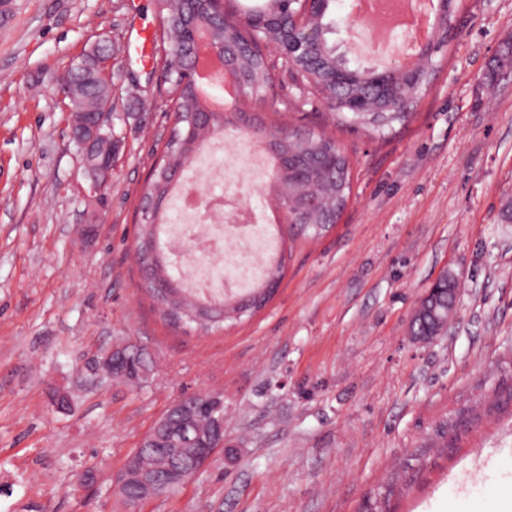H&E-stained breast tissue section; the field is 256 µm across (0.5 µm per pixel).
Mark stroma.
Wrapping results in <instances>:
<instances>
[{
	"instance_id": "obj_1",
	"label": "stroma",
	"mask_w": 512,
	"mask_h": 512,
	"mask_svg": "<svg viewBox=\"0 0 512 512\" xmlns=\"http://www.w3.org/2000/svg\"><path fill=\"white\" fill-rule=\"evenodd\" d=\"M454 22L385 137L322 100L289 115L348 155L350 198L318 239L276 245L261 311L201 333L162 319L134 257L171 132L170 84L134 51L158 0H0V512H124L113 475L191 393L223 398L237 455L136 512H512V0H456ZM103 38L118 148L96 192L57 77ZM444 275L456 314L419 343L411 315ZM122 345L151 358L139 385L94 370Z\"/></svg>"
}]
</instances>
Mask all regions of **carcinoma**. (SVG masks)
Instances as JSON below:
<instances>
[{
	"mask_svg": "<svg viewBox=\"0 0 512 512\" xmlns=\"http://www.w3.org/2000/svg\"><path fill=\"white\" fill-rule=\"evenodd\" d=\"M164 25L163 49L167 71L172 85L175 111L180 116L174 139L168 141L161 162L145 185L140 211L144 216L135 234V251L142 275L141 289L159 306L164 321L208 333L223 326L228 319H237L246 311L262 308L274 294L272 282L279 281L283 261L268 269V275L248 289L249 302L235 295L230 299H191L184 281L172 273V265L160 247V236L166 225L169 203L175 197L178 174L183 171L205 142L224 135V128L234 126L253 139L270 156L273 174L270 195L276 202H288L294 223L289 231L297 236L315 238L336 223L351 192L350 160L336 140L325 134L294 128L268 125L260 116L237 103L229 112H215L209 100L198 88L184 81L180 70L186 65L184 51L190 42L188 11L210 14L212 0H158ZM319 0L310 25L318 31V38L303 45L295 62L287 59L271 61L258 50L263 41L277 37L278 32L266 24L269 17L288 22L301 3L294 0H262L261 3L239 10L233 15L215 17L212 31L214 43L227 49L234 76L241 83L244 97L262 101L273 86L272 71L288 73L298 90L296 99L282 103L288 112L309 103L321 94L336 115L337 121L349 127L362 126L374 136L382 138L396 122L409 117L406 109L413 106L418 92L430 82L434 55H423L411 71L395 70L384 76L373 69L351 65L350 60L329 43L333 33L330 19L331 3ZM78 95L71 102V110L78 113L80 126L92 122L94 113L109 103L110 89L101 76L97 61L83 57L74 68ZM454 283L437 280L432 290L435 316L448 317V298L442 292ZM119 368L112 377L128 381L135 375L143 380L149 372L147 358L129 348L116 354ZM180 420L173 417L158 421L146 440L143 460L155 467L164 466L153 456L150 446L159 440L170 442L177 435Z\"/></svg>",
	"mask_w": 512,
	"mask_h": 512,
	"instance_id": "obj_1",
	"label": "carcinoma"
}]
</instances>
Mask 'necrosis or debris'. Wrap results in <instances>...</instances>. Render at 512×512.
<instances>
[{
  "mask_svg": "<svg viewBox=\"0 0 512 512\" xmlns=\"http://www.w3.org/2000/svg\"><path fill=\"white\" fill-rule=\"evenodd\" d=\"M223 151L224 166L200 164L183 179L176 194L183 222L167 236L170 257L201 295L240 291L263 273L259 256L274 247L265 213L249 204L270 171L268 156L235 142ZM217 183L223 193L210 194Z\"/></svg>",
  "mask_w": 512,
  "mask_h": 512,
  "instance_id": "1",
  "label": "necrosis or debris"
}]
</instances>
